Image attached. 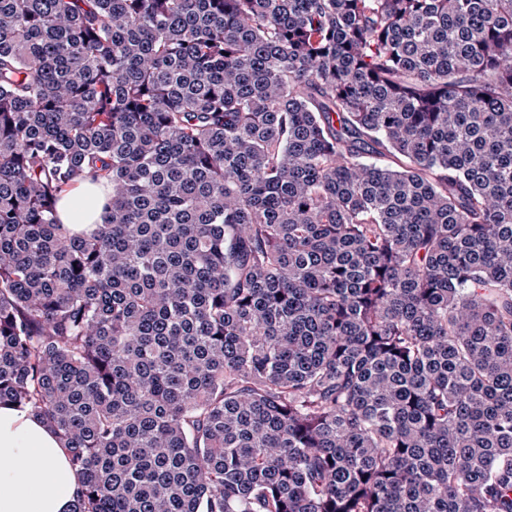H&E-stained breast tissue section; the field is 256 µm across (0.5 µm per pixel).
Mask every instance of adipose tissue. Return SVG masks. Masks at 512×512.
I'll use <instances>...</instances> for the list:
<instances>
[{"label": "adipose tissue", "instance_id": "obj_1", "mask_svg": "<svg viewBox=\"0 0 512 512\" xmlns=\"http://www.w3.org/2000/svg\"><path fill=\"white\" fill-rule=\"evenodd\" d=\"M72 232L105 223L107 198L90 180L67 188L57 206ZM77 479L57 437L30 411L0 405V512H75Z\"/></svg>", "mask_w": 512, "mask_h": 512}]
</instances>
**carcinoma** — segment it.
I'll return each instance as SVG.
<instances>
[{
    "instance_id": "1",
    "label": "carcinoma",
    "mask_w": 512,
    "mask_h": 512,
    "mask_svg": "<svg viewBox=\"0 0 512 512\" xmlns=\"http://www.w3.org/2000/svg\"><path fill=\"white\" fill-rule=\"evenodd\" d=\"M4 402L78 512H512V0H0ZM95 190L100 196L97 203ZM101 191L102 186L97 189L87 179L67 188L57 206L61 223L74 233L92 230L96 224H105L109 201Z\"/></svg>"
}]
</instances>
